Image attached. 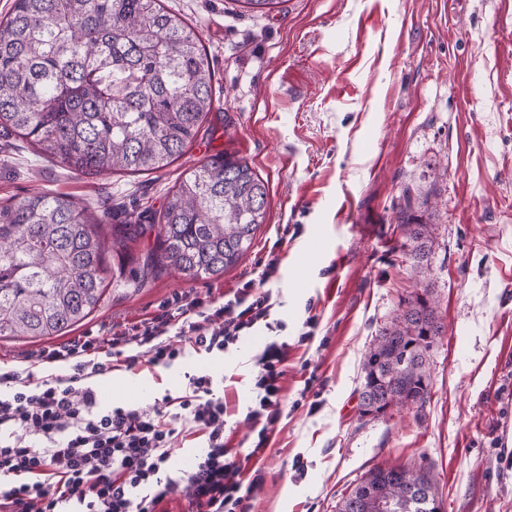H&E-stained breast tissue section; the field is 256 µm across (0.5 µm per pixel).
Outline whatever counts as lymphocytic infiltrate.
<instances>
[{
	"instance_id": "f902f5d3",
	"label": "lymphocytic infiltrate",
	"mask_w": 512,
	"mask_h": 512,
	"mask_svg": "<svg viewBox=\"0 0 512 512\" xmlns=\"http://www.w3.org/2000/svg\"><path fill=\"white\" fill-rule=\"evenodd\" d=\"M270 309L269 294L250 282L219 304L186 291L109 338L88 333L37 354V363L67 364L71 374L35 382L1 371L10 392L0 395V512H155L177 494L184 512H253L264 478L249 463L263 457L282 418L288 342H270L256 358L257 395L247 413L254 438L244 456L224 437V400L209 375L189 376L165 413L147 404L102 406L87 379L142 360L169 367L190 350L224 351ZM182 425L205 451L193 471L174 478L170 448Z\"/></svg>"
}]
</instances>
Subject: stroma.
I'll return each instance as SVG.
<instances>
[{
  "label": "stroma",
  "mask_w": 512,
  "mask_h": 512,
  "mask_svg": "<svg viewBox=\"0 0 512 512\" xmlns=\"http://www.w3.org/2000/svg\"><path fill=\"white\" fill-rule=\"evenodd\" d=\"M164 4L209 54L218 139L199 134L154 173L84 178L0 130V199L64 193L121 224L161 210L214 151L236 155L269 187L268 220L242 260L218 278L169 270L139 288L109 285L80 329L139 320L188 289L224 301L249 281L282 327L103 375L102 406L158 405L205 372L227 406L225 437L248 453L256 357L285 341L283 415L254 512H338L376 466L425 469L442 512H512V0H281L265 15L238 0ZM408 198L433 226L420 273L397 221ZM315 238L323 251L305 260ZM423 288L445 326L430 398L362 418L363 353Z\"/></svg>",
  "instance_id": "obj_1"
}]
</instances>
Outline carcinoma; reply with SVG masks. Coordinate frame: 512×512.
Wrapping results in <instances>:
<instances>
[{
    "instance_id": "obj_1",
    "label": "carcinoma",
    "mask_w": 512,
    "mask_h": 512,
    "mask_svg": "<svg viewBox=\"0 0 512 512\" xmlns=\"http://www.w3.org/2000/svg\"><path fill=\"white\" fill-rule=\"evenodd\" d=\"M265 14L279 0H237ZM213 72L198 31L162 0H14L0 21V127L84 176L157 172L197 140L213 109ZM268 185L222 151L192 168L158 223L129 214L105 220L63 194L0 201V336L44 339L81 325L109 283L105 256L156 233L125 283L143 286L166 270L190 281L220 277L251 248L265 223ZM427 261L432 225L411 204L399 211ZM444 332L429 289L399 304L365 350L359 412L429 400V353ZM338 512H441L421 469L375 467Z\"/></svg>"
}]
</instances>
